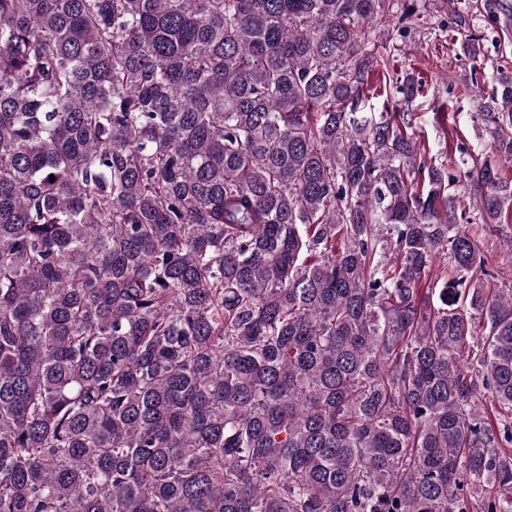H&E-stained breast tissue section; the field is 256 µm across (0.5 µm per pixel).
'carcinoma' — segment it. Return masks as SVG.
<instances>
[{"label":"carcinoma","instance_id":"carcinoma-1","mask_svg":"<svg viewBox=\"0 0 512 512\" xmlns=\"http://www.w3.org/2000/svg\"><path fill=\"white\" fill-rule=\"evenodd\" d=\"M421 2L0 0V512H512V183L366 111ZM497 227V231H492L490 226L486 228L481 227L480 224H467L470 232L478 239L482 250L488 256L492 263L494 272L499 274V277L507 283L512 280V250H508L503 245V238L512 233V226L501 224Z\"/></svg>","mask_w":512,"mask_h":512}]
</instances>
